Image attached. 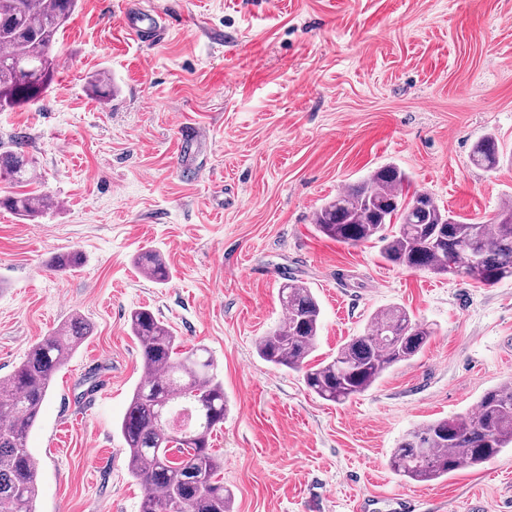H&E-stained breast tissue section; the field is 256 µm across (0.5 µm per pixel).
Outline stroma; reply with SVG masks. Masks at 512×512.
<instances>
[{"mask_svg":"<svg viewBox=\"0 0 512 512\" xmlns=\"http://www.w3.org/2000/svg\"><path fill=\"white\" fill-rule=\"evenodd\" d=\"M135 2L81 0L48 92L0 110V145L24 140L55 201L32 222L0 209V377L72 317L90 326L28 437L36 512H139L117 423L142 375L127 325L142 306L217 363L228 411L211 446L234 512H351L397 493L419 512H512L511 452L430 483L389 464L409 430L512 381V279L397 267L313 222L386 164L471 223L512 197V165L470 161L487 134L512 150V0H155L167 31L147 42L122 24ZM101 70L104 102L88 84ZM188 124L204 134L189 148ZM73 250L79 268L48 269ZM145 250L167 261V284L137 267ZM287 275L320 302L316 358L393 305L436 334L368 391L324 401L257 354Z\"/></svg>","mask_w":512,"mask_h":512,"instance_id":"35a3bbf8","label":"stroma"}]
</instances>
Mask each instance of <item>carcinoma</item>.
I'll return each instance as SVG.
<instances>
[{"mask_svg": "<svg viewBox=\"0 0 512 512\" xmlns=\"http://www.w3.org/2000/svg\"><path fill=\"white\" fill-rule=\"evenodd\" d=\"M80 0H0V110L28 104L47 91L57 70L52 54ZM89 84L100 99L112 95L105 71ZM504 159L499 140L484 136L472 163L486 171ZM36 171L23 151L0 153V181L25 187ZM37 191L0 198V207L21 219L49 208ZM321 234L357 246L373 240L389 264L435 274H458L467 250L481 256L466 277L492 287L512 278V198L488 224L460 220L430 193L411 188L409 174L395 165L377 168L326 201L314 214ZM76 251L57 254L54 272L81 264ZM139 269L157 284L170 270L164 258L148 251ZM286 320L261 337L257 354L276 367L303 373L306 387L319 398L343 404L369 390L385 372L420 354L433 328L399 306L375 312L364 332L347 339L336 354L311 364L321 323V306L304 283L285 279L278 289ZM131 334L141 346L142 378L118 423L126 445L128 471L144 487L140 512H233L234 498L224 488V461L210 448L211 434L224 424L226 401L215 361L203 346L181 348L173 329L150 309L130 311ZM88 331L80 317L35 342L25 358L0 378V512H35L39 467L27 448L49 393L53 374L82 344ZM512 449V381L485 391L471 415L430 420L408 432L394 448V473L415 482H432L461 470L480 468Z\"/></svg>", "mask_w": 512, "mask_h": 512, "instance_id": "carcinoma-1", "label": "carcinoma"}]
</instances>
